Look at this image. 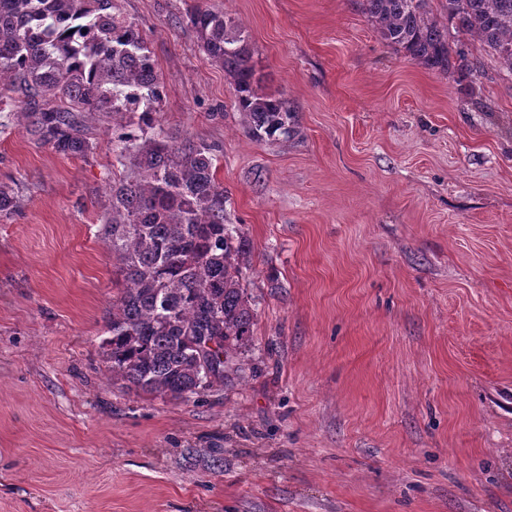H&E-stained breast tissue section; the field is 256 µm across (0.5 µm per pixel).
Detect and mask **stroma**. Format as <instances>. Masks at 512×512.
I'll use <instances>...</instances> for the list:
<instances>
[{
    "label": "stroma",
    "mask_w": 512,
    "mask_h": 512,
    "mask_svg": "<svg viewBox=\"0 0 512 512\" xmlns=\"http://www.w3.org/2000/svg\"><path fill=\"white\" fill-rule=\"evenodd\" d=\"M239 27L297 135L257 140L185 0H118L214 148L253 245L243 373L172 399L101 356L102 237L126 169L0 112V512H512V74L449 32L477 90L385 44L360 0H202Z\"/></svg>",
    "instance_id": "1"
}]
</instances>
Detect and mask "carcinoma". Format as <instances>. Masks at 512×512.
Listing matches in <instances>:
<instances>
[{"label":"carcinoma","mask_w":512,"mask_h":512,"mask_svg":"<svg viewBox=\"0 0 512 512\" xmlns=\"http://www.w3.org/2000/svg\"><path fill=\"white\" fill-rule=\"evenodd\" d=\"M361 0L389 46L430 70L469 77L477 64L448 43V26L482 42L512 74V0ZM207 60L224 68L234 105L257 139L296 133L288 101L258 92L251 53L232 20L194 3L186 9ZM18 94L30 134L65 156L96 148L85 117L120 114L110 143L129 171L112 187L102 234L123 277L101 345L112 377L160 397L198 395L240 370L254 309L242 281L252 245L227 223L212 148L155 125L165 86L138 24L117 0H0V82ZM152 134H147V130ZM19 208L0 184V218Z\"/></svg>","instance_id":"1"}]
</instances>
